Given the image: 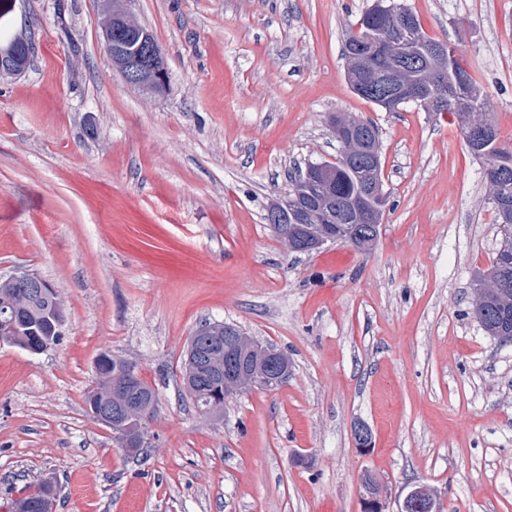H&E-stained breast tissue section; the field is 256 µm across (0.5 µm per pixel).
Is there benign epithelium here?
Masks as SVG:
<instances>
[{"instance_id": "7a95c632", "label": "benign epithelium", "mask_w": 512, "mask_h": 512, "mask_svg": "<svg viewBox=\"0 0 512 512\" xmlns=\"http://www.w3.org/2000/svg\"><path fill=\"white\" fill-rule=\"evenodd\" d=\"M101 2L104 13L101 26L112 65L128 82L147 93H160L165 90L168 71L163 52L156 49L148 52L146 56L142 55L141 49L148 43L146 33L140 30L135 33L126 32L123 26L126 13L119 7L120 0ZM408 12L409 9L396 3V0H373L367 22L379 26L383 34L376 38L369 49L352 55L353 69L350 79L354 87L371 95L384 108L413 101L430 111H436L448 103L450 98L456 100L458 107H463L464 101L459 98L458 92L465 86V76L455 69L448 70V61L453 57L448 44H426L417 39L411 31ZM27 45L28 41L14 37L7 45L0 46V78L16 76L26 69ZM432 87L438 88L439 92L431 93ZM333 124L344 146L346 163L365 165L371 178L366 184L361 202L349 216L346 217L339 211L334 213L323 204L313 211L305 212L304 223L314 225L308 231H300L295 226L288 227V222L295 221V215L300 209L299 198L286 197L276 201L268 211L267 221L281 225L283 239L291 250L312 252L329 242L337 241L357 245L353 233L336 235L324 228L326 224L343 221L349 224H366L369 228L368 237L374 238L383 223L386 200L377 169L378 157L374 151L364 154L360 149L361 142L367 137L365 127L340 116L333 120ZM462 135L472 151H480L497 139L492 124L486 120L475 121L470 117L463 123ZM306 177L330 187L336 180V172L319 166L308 170ZM0 288H22L35 305L55 293L54 286L49 281L21 269L6 276L0 275ZM0 305L11 312L10 321L0 324V344L15 346L18 341L16 326L20 314L14 309L11 297L7 294L0 297ZM214 340L217 346L212 352L193 355L192 367H197V362L201 360L208 361V365L212 367L220 354L230 355L240 351L248 354L260 352L270 360L269 370L257 375L252 370L251 359L242 358L237 369L224 375V398L227 399L246 388L274 387L288 380L287 358L281 351L262 346L256 341L237 339L227 330L224 331V336H216ZM134 370L135 363L126 362L122 376L115 378L104 401L93 410V416L99 422L115 431L125 430V418L134 409L135 398L132 396L130 381ZM364 489V512H383V504L372 477L365 478ZM398 512H440V508L429 490L417 486L406 494Z\"/></svg>"}]
</instances>
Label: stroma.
Listing matches in <instances>:
<instances>
[{"label": "stroma", "instance_id": "1", "mask_svg": "<svg viewBox=\"0 0 512 512\" xmlns=\"http://www.w3.org/2000/svg\"><path fill=\"white\" fill-rule=\"evenodd\" d=\"M479 82L512 151V0H401ZM370 0H127L161 46L148 95L106 53L100 0H13L26 72L0 79V272L52 283L60 342L0 345V512L53 478L56 512H512V344L468 313L499 238L484 163L450 114L357 96L342 45ZM379 129L387 208L361 252H291L267 224L288 177L336 162L332 120ZM286 352L219 419L182 394L200 324ZM137 363L158 412L137 459L89 415L94 361ZM365 425L372 445L360 449ZM434 496L423 486L412 488L404 497L398 512H439Z\"/></svg>", "mask_w": 512, "mask_h": 512}]
</instances>
